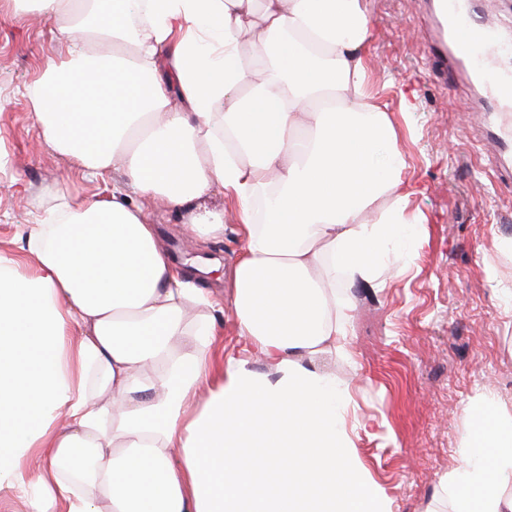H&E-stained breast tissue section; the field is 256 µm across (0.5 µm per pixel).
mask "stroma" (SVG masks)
Returning <instances> with one entry per match:
<instances>
[{"instance_id": "1", "label": "stroma", "mask_w": 512, "mask_h": 512, "mask_svg": "<svg viewBox=\"0 0 512 512\" xmlns=\"http://www.w3.org/2000/svg\"><path fill=\"white\" fill-rule=\"evenodd\" d=\"M369 65L393 116L416 187L422 240L410 268L389 253L377 288H356L344 350L317 358L346 390L344 411L360 464L392 502L393 512H453L444 479L455 470L473 427L465 409L512 404V182L478 118L452 109L451 95L479 96L477 86L449 87L427 33L432 0H366ZM49 22L16 14L0 0V253H18L54 192L111 195L120 171L82 177L40 138L27 89L47 60L65 59L66 43ZM413 109L401 113L400 100ZM208 210L224 215V238L190 235L189 211L145 202L161 249L201 287L229 295L243 247L235 205L222 192Z\"/></svg>"}]
</instances>
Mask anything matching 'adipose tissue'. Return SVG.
Listing matches in <instances>:
<instances>
[{
  "instance_id": "adipose-tissue-1",
  "label": "adipose tissue",
  "mask_w": 512,
  "mask_h": 512,
  "mask_svg": "<svg viewBox=\"0 0 512 512\" xmlns=\"http://www.w3.org/2000/svg\"><path fill=\"white\" fill-rule=\"evenodd\" d=\"M31 3L70 45L27 92L42 138L84 175L121 165L128 188L57 194L21 255L0 253V485L31 512H390L313 365L349 334L337 282L373 286L423 222L363 0H113L101 18L91 0ZM216 190L245 240L238 334L270 371L230 356L214 383L221 302L126 194L189 208ZM466 413L455 512H512V410Z\"/></svg>"
}]
</instances>
